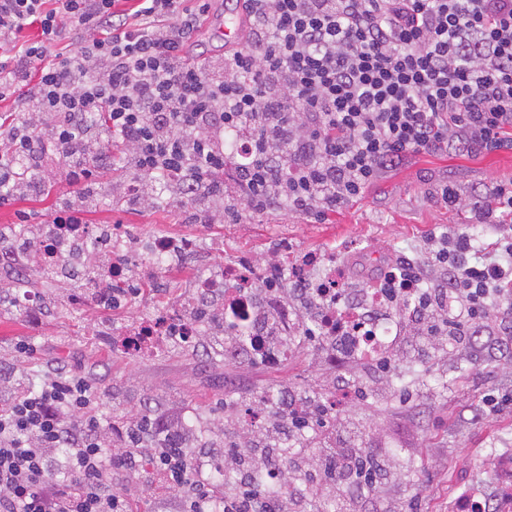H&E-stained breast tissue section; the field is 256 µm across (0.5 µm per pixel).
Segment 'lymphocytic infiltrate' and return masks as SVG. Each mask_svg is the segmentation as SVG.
Listing matches in <instances>:
<instances>
[{"mask_svg": "<svg viewBox=\"0 0 512 512\" xmlns=\"http://www.w3.org/2000/svg\"><path fill=\"white\" fill-rule=\"evenodd\" d=\"M0 0V99L21 93L18 120L0 127V205L40 192L64 165L82 195L58 207L54 230L0 247L45 270L54 244L77 237L95 200V176L124 148L134 175L117 186L132 207L157 206L167 181L198 224L241 212L283 209L324 218L359 197L379 173L410 154L456 146L512 149V0H243L251 37L207 62L189 51L209 7L186 0ZM38 24L40 37L20 42ZM82 38L52 54L69 27ZM105 113L103 125L89 117ZM491 240L466 232L429 233L423 256H402L377 286L399 316L389 360H424L491 334V316L512 308V183L473 203ZM110 252L82 269L69 303L93 296L111 308L99 275ZM306 338L347 336L351 322L324 288L311 300ZM100 395L65 368L44 380L0 365V512H134L111 476L137 475L179 512H290L260 490L256 460H275L285 437L333 421L320 454L295 451L282 485L335 495L340 512H365L364 491L393 463L381 449H355L362 432L349 413L283 391L278 420L225 431L209 458L238 467L222 491L197 478L180 418L141 415L104 427Z\"/></svg>", "mask_w": 512, "mask_h": 512, "instance_id": "1", "label": "lymphocytic infiltrate"}]
</instances>
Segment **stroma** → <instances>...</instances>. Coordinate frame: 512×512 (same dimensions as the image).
I'll list each match as a JSON object with an SVG mask.
<instances>
[{
  "label": "stroma",
  "mask_w": 512,
  "mask_h": 512,
  "mask_svg": "<svg viewBox=\"0 0 512 512\" xmlns=\"http://www.w3.org/2000/svg\"><path fill=\"white\" fill-rule=\"evenodd\" d=\"M241 14L235 0H214L202 32L210 55L230 50L220 29L229 18ZM130 176L121 164L106 172L109 188L101 192L89 213L90 224L184 231L178 208L165 204L152 211H133L111 193L112 185ZM509 182L512 151L471 153L452 148L437 155L409 157L384 172L361 199L326 220L277 209L248 213L238 222L208 225L201 235L222 238L228 250L257 254L266 252L277 239L310 250L352 244L398 257L420 248L429 232L471 230L476 219L470 200L489 185ZM446 183L458 189L465 206L451 209L435 199V192ZM66 191L60 185L47 199L24 196L0 206V233L17 234L21 211L30 213L34 221H49L58 195ZM25 280L51 307L37 324L23 313L0 307V362L20 364L33 375L41 374L49 362L77 368L103 394L102 423L148 412L184 420L196 413L218 419L224 415L225 402L240 403L269 388L286 383L302 390L324 387L326 370L311 349L299 351L279 369L244 361L230 363L219 349L179 347L148 360L119 355L96 327L104 324L120 330L142 317V309L120 313L92 305L73 309L61 302L66 285L41 273L27 274ZM500 327L504 334L497 348L452 352L436 363H404L409 397H400L396 387L390 386L356 404L353 414L370 435H387L401 453L395 481L370 493V500L398 497L414 512H450L453 500L465 490L498 492L496 474L486 457L492 448L512 455V413L487 422L477 420L476 415L488 391L512 393V321L504 320ZM24 342L36 345L38 354L22 362L17 348Z\"/></svg>",
  "instance_id": "1"
}]
</instances>
